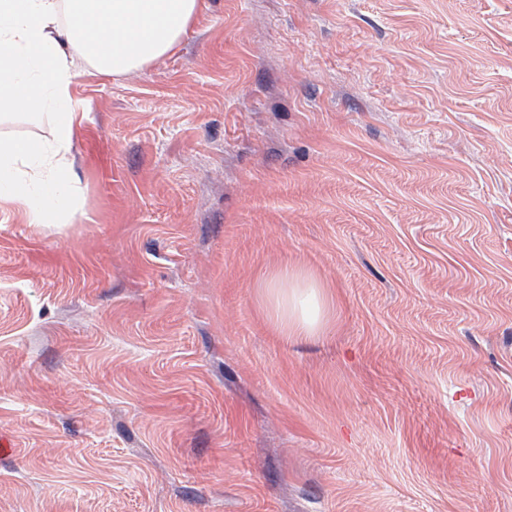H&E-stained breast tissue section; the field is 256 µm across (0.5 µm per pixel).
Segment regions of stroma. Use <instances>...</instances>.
I'll use <instances>...</instances> for the list:
<instances>
[{
  "mask_svg": "<svg viewBox=\"0 0 512 512\" xmlns=\"http://www.w3.org/2000/svg\"><path fill=\"white\" fill-rule=\"evenodd\" d=\"M78 91L88 221L0 209V512H512V0H202ZM288 284L293 287L289 293L285 291ZM267 287L275 295L279 325L286 330L287 336L307 337L318 331L325 296L323 288H319L315 281L284 269L270 276ZM307 300L315 306V311L308 309Z\"/></svg>",
  "mask_w": 512,
  "mask_h": 512,
  "instance_id": "obj_1",
  "label": "stroma"
}]
</instances>
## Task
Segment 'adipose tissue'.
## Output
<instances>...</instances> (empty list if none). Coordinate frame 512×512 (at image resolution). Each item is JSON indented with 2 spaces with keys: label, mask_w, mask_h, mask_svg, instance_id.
I'll return each instance as SVG.
<instances>
[{
  "label": "adipose tissue",
  "mask_w": 512,
  "mask_h": 512,
  "mask_svg": "<svg viewBox=\"0 0 512 512\" xmlns=\"http://www.w3.org/2000/svg\"><path fill=\"white\" fill-rule=\"evenodd\" d=\"M200 10V0H0V107L40 110L50 142L0 138V203L22 206L28 223L74 224L73 154L90 112L75 91L79 60L123 76L169 55ZM268 286L287 334L314 335L325 303L311 279L282 270Z\"/></svg>",
  "instance_id": "obj_1"
}]
</instances>
